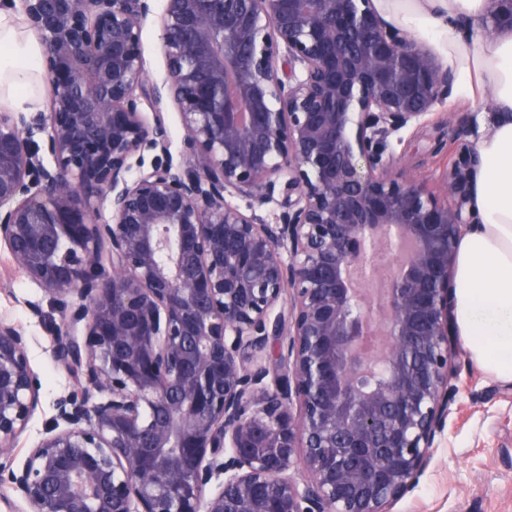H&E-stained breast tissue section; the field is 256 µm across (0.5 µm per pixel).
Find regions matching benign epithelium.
<instances>
[{
    "label": "benign epithelium",
    "instance_id": "7a95c632",
    "mask_svg": "<svg viewBox=\"0 0 512 512\" xmlns=\"http://www.w3.org/2000/svg\"><path fill=\"white\" fill-rule=\"evenodd\" d=\"M154 2L11 0L50 99L0 113V246L55 305L52 357L74 381L13 466L40 384L0 320V483L26 512H391L455 397L477 157L433 189L387 140L453 74L370 0H161L151 82ZM494 2L493 31H511L512 0ZM278 186L271 224L255 206ZM160 29L159 13H151L144 22L140 44L147 76L150 81H160L166 72V62L160 40ZM162 112H165L166 122L171 130V145L170 151L172 153L174 162H178L182 160V151H183V130L180 124V119L177 114V110L171 104H167L163 107Z\"/></svg>",
    "mask_w": 512,
    "mask_h": 512
}]
</instances>
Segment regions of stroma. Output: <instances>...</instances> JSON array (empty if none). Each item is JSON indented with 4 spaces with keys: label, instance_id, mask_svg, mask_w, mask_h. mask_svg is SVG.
<instances>
[{
    "label": "stroma",
    "instance_id": "obj_1",
    "mask_svg": "<svg viewBox=\"0 0 512 512\" xmlns=\"http://www.w3.org/2000/svg\"><path fill=\"white\" fill-rule=\"evenodd\" d=\"M160 29L159 14H150L140 48L152 81L161 80L166 72ZM477 117V110L468 106H439L423 127L401 131L391 149L408 172L433 176L462 144L473 143ZM33 304L41 307L42 316L30 312ZM1 317L27 337L30 364L41 382V405L14 447L13 458L20 463L43 437L54 414L53 401L68 390L71 377L51 357L56 313L48 295L4 249H0ZM456 365L455 400L445 430L435 441L431 463L393 512H512V384L494 381L466 354H459Z\"/></svg>",
    "mask_w": 512,
    "mask_h": 512
}]
</instances>
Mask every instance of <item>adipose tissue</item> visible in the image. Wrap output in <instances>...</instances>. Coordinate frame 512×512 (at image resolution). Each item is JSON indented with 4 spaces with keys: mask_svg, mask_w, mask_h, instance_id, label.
Returning <instances> with one entry per match:
<instances>
[{
    "mask_svg": "<svg viewBox=\"0 0 512 512\" xmlns=\"http://www.w3.org/2000/svg\"><path fill=\"white\" fill-rule=\"evenodd\" d=\"M373 2L401 31L438 43L461 101L490 107L474 142L475 222L455 247L454 319L470 361L512 383V31L482 32L487 0ZM40 53L1 8L0 103L18 110L32 103Z\"/></svg>",
    "mask_w": 512,
    "mask_h": 512,
    "instance_id": "obj_1",
    "label": "adipose tissue"
}]
</instances>
